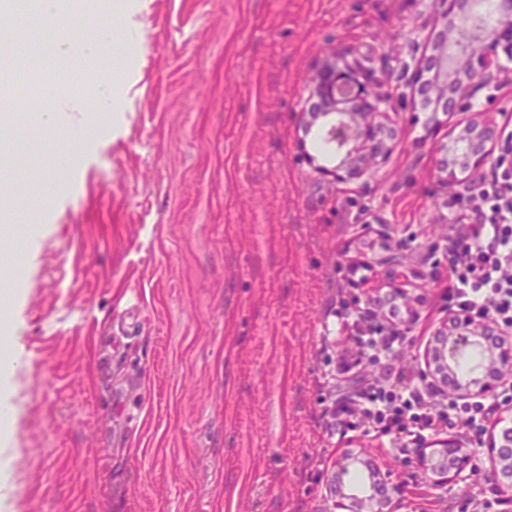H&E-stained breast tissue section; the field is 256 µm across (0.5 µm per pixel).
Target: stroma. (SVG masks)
Returning <instances> with one entry per match:
<instances>
[{"label":"stroma","instance_id":"obj_1","mask_svg":"<svg viewBox=\"0 0 512 512\" xmlns=\"http://www.w3.org/2000/svg\"><path fill=\"white\" fill-rule=\"evenodd\" d=\"M433 0H70L46 26L111 27L113 83L79 70L94 121L43 114L67 91L8 96L0 118V405L19 512H332L336 461L352 493L394 486L392 512H464L494 483L487 447L439 487L387 437L333 427L340 321L402 289L424 370L447 324L448 226L468 194L439 182L456 121L414 103ZM35 18L11 19L29 78ZM359 59L406 97L387 161L343 183L301 99L316 69ZM467 118L512 129V87L480 88ZM385 242L409 278L390 273ZM21 357L4 355L10 337Z\"/></svg>","mask_w":512,"mask_h":512}]
</instances>
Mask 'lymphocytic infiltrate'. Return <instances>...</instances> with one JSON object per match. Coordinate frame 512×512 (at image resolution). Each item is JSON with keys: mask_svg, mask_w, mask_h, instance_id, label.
<instances>
[{"mask_svg": "<svg viewBox=\"0 0 512 512\" xmlns=\"http://www.w3.org/2000/svg\"><path fill=\"white\" fill-rule=\"evenodd\" d=\"M503 141L490 176L471 190L470 208L448 227V306L472 319L488 320L494 331L486 340L495 347L501 343L498 329L512 328V172L502 168L505 157L512 155V130ZM398 317L397 307L379 305L363 317L353 347L339 353L337 374L358 375L367 359L373 379L356 400L342 401L338 414L389 437L397 456H408L431 432L445 429L467 430L471 443L481 444L500 399L478 395L461 400L455 376L442 377L435 386L414 369L396 365L408 341Z\"/></svg>", "mask_w": 512, "mask_h": 512, "instance_id": "obj_1", "label": "lymphocytic infiltrate"}]
</instances>
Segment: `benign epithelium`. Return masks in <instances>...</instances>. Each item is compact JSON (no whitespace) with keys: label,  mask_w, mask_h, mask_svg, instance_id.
Listing matches in <instances>:
<instances>
[{"label":"benign epithelium","mask_w":512,"mask_h":512,"mask_svg":"<svg viewBox=\"0 0 512 512\" xmlns=\"http://www.w3.org/2000/svg\"><path fill=\"white\" fill-rule=\"evenodd\" d=\"M485 0H435V29L432 51L419 62L415 86L417 94L433 102V112L459 117L469 112L473 90L494 82L512 85V70L499 63V50L512 52V0H495L493 22H480ZM303 115L328 120L327 135L338 147L347 150L332 169L317 166L315 170L340 182L371 173L391 153L393 128L401 113L390 96L378 88V80L370 68L362 64L324 63L315 73L309 88ZM495 129L487 125L478 133L466 129L444 148L438 171L440 180L448 185L462 180L461 174L483 166L498 148ZM476 346L485 353L481 376L458 378L457 396H473L472 387L489 389L484 374L498 370L500 379H512V346L495 349L487 346L481 328L460 319L453 334L439 335L429 352L430 367L426 375L433 379L457 373V360ZM464 439L445 440L439 447L421 451L419 460L431 469L436 484L453 480L466 457L458 454ZM496 473L503 491L512 494V456L496 453Z\"/></svg>","instance_id":"7a95c632"}]
</instances>
